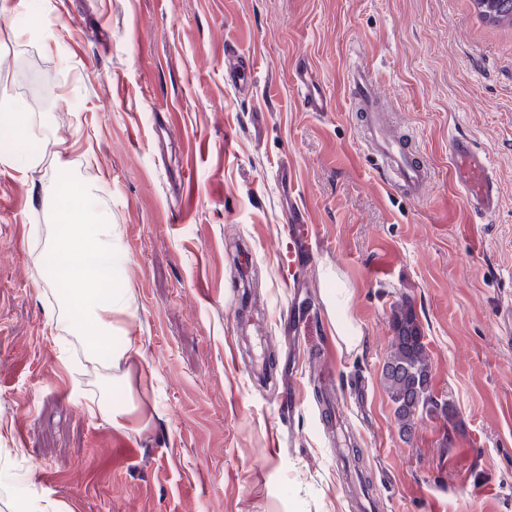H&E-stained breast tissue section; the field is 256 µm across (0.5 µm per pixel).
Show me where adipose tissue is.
Here are the masks:
<instances>
[{
    "label": "adipose tissue",
    "instance_id": "ef3b65f1",
    "mask_svg": "<svg viewBox=\"0 0 512 512\" xmlns=\"http://www.w3.org/2000/svg\"><path fill=\"white\" fill-rule=\"evenodd\" d=\"M0 140L14 145L33 140L40 155L61 153L56 136L42 134L23 107L9 100L0 102ZM105 187L101 178L85 184L66 176L57 183V193L73 195L80 204L54 213L60 228L53 231L46 255L49 282L61 287L65 298L64 331L82 337L90 357L105 354L116 362L138 355L139 348L127 334L134 308L117 280L124 255L109 213L100 208Z\"/></svg>",
    "mask_w": 512,
    "mask_h": 512
}]
</instances>
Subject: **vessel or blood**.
<instances>
[{"instance_id": "b4317fda", "label": "vessel or blood", "mask_w": 512, "mask_h": 512, "mask_svg": "<svg viewBox=\"0 0 512 512\" xmlns=\"http://www.w3.org/2000/svg\"><path fill=\"white\" fill-rule=\"evenodd\" d=\"M224 59L226 81L239 89H249L259 68L257 59L240 56L235 50L225 52ZM296 83L305 109L326 111L328 104L318 91L312 70H297ZM347 83V99L358 120L361 146L380 162L383 174L393 187L413 199H426L432 168L422 158L414 132L398 134L392 130L380 107L372 70L356 62L350 64ZM448 150L455 181L463 190L470 210L479 217L495 212L499 206V191L488 154L465 136L450 139ZM316 238L313 225L302 217H294L288 231L289 255L313 253Z\"/></svg>"}]
</instances>
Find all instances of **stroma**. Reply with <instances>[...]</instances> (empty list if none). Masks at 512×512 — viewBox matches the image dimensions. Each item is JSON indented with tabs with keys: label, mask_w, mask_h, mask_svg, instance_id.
Segmentation results:
<instances>
[{
	"label": "stroma",
	"mask_w": 512,
	"mask_h": 512,
	"mask_svg": "<svg viewBox=\"0 0 512 512\" xmlns=\"http://www.w3.org/2000/svg\"><path fill=\"white\" fill-rule=\"evenodd\" d=\"M46 16L54 40L20 37ZM228 44L260 62L248 94L224 80ZM352 60L418 134L427 199L389 188L362 151ZM23 61L53 75L51 109L27 108L67 149L0 165V512L16 505L9 481L60 512H358L366 482L373 512H512V340L498 322L512 301V28L472 0H27L24 16L0 13V98H24ZM302 63L327 111L303 108ZM458 134L491 158L492 215L471 218L452 181ZM65 171L106 178L126 255L140 355L113 364L110 386L50 331L61 292L36 280ZM294 211L319 251L292 293L279 244ZM338 281L352 346L328 298ZM405 301L454 411L418 418L408 439L380 381ZM268 355L273 381L256 374ZM77 386L125 410L123 426L90 417ZM331 296L340 310L338 322V334L357 339V328L350 316V292L349 289L336 282V287L330 289Z\"/></svg>",
	"instance_id": "obj_1"
}]
</instances>
